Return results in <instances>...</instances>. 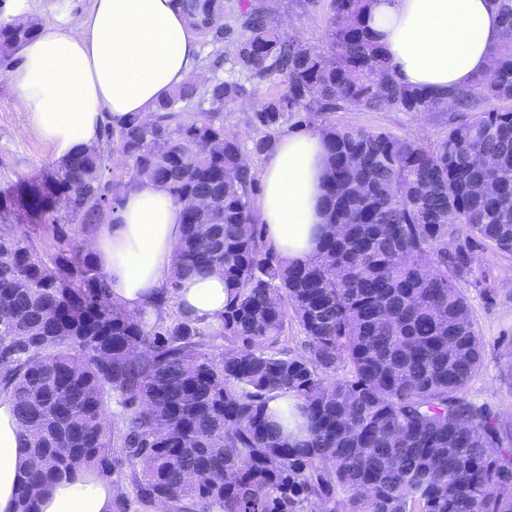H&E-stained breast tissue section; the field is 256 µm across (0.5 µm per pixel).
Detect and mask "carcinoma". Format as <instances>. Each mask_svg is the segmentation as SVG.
I'll return each instance as SVG.
<instances>
[{"instance_id":"cac0c4a2","label":"carcinoma","mask_w":512,"mask_h":512,"mask_svg":"<svg viewBox=\"0 0 512 512\" xmlns=\"http://www.w3.org/2000/svg\"><path fill=\"white\" fill-rule=\"evenodd\" d=\"M372 2L328 0L318 49L258 0H240L236 31L215 24L224 0H181L205 43L233 40L227 77L184 81L158 102L154 125L134 116L107 132L108 150L78 152L0 195V354L11 361L0 395L28 435L19 512H37L63 477L126 467L131 489L115 512H512V420L469 397L483 344L461 288L477 283V248L512 253V109L451 121L434 142L329 119L349 107L417 115L511 101L512 0H488L501 21L493 76L450 103L396 80L368 24ZM40 26L1 19L0 59ZM265 83L276 91L252 123L322 135L326 219L343 226L302 261L267 244L254 209L246 152L263 155L274 139L248 149L219 118ZM196 102L210 108L177 120ZM483 154L494 167L478 163ZM141 180L176 203L211 198L184 211L170 286L224 265L222 351L178 315L149 325L113 304L84 251ZM40 230L58 244L47 261L33 245ZM292 322L301 355L279 347ZM283 390L296 399L282 414L296 434L268 413Z\"/></svg>"}]
</instances>
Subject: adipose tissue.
<instances>
[{
  "instance_id": "ef3b65f1",
  "label": "adipose tissue",
  "mask_w": 512,
  "mask_h": 512,
  "mask_svg": "<svg viewBox=\"0 0 512 512\" xmlns=\"http://www.w3.org/2000/svg\"><path fill=\"white\" fill-rule=\"evenodd\" d=\"M371 27L397 78L442 96L491 65L501 23L486 0H374ZM200 42L177 0H90L81 15L43 25L18 49L9 75L30 131L65 158L98 145L105 126L153 113L199 61ZM326 150L315 132L279 139L261 173L257 203L266 239L284 258L303 260L325 231ZM183 235L182 208L144 180L124 194L117 221L90 238L114 304L154 322L169 298L206 333L224 327V278L210 273L168 284ZM25 468L23 433L0 397V512H15ZM117 487L77 475L39 501V512H115Z\"/></svg>"
}]
</instances>
